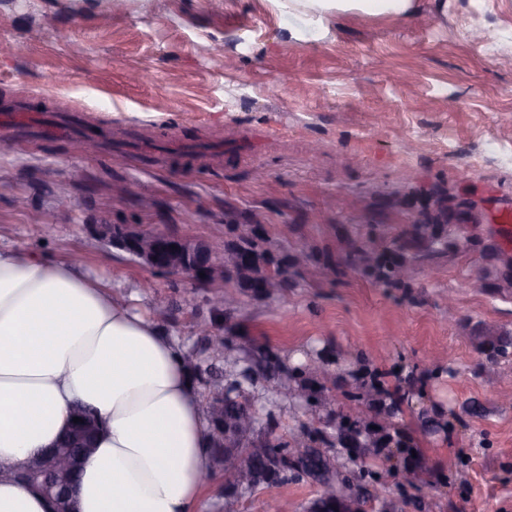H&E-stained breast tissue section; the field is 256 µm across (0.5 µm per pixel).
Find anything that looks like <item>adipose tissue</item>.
I'll list each match as a JSON object with an SVG mask.
<instances>
[{
	"label": "adipose tissue",
	"instance_id": "obj_1",
	"mask_svg": "<svg viewBox=\"0 0 512 512\" xmlns=\"http://www.w3.org/2000/svg\"><path fill=\"white\" fill-rule=\"evenodd\" d=\"M274 2L318 24L332 9L399 17L412 0ZM78 404L104 423L79 512H196L210 426L160 324L74 264L0 249V468L51 447Z\"/></svg>",
	"mask_w": 512,
	"mask_h": 512
}]
</instances>
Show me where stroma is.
Wrapping results in <instances>:
<instances>
[{
    "label": "stroma",
    "instance_id": "1",
    "mask_svg": "<svg viewBox=\"0 0 512 512\" xmlns=\"http://www.w3.org/2000/svg\"><path fill=\"white\" fill-rule=\"evenodd\" d=\"M32 121L82 113L65 139L0 146V247L74 262L136 312L155 296L182 351L217 340L276 360L311 404L247 388L271 440L324 449L339 478L398 512H512V294L475 292L486 247L512 256L490 213L512 209V0H415L394 19L361 12L322 23L272 0H0V112ZM155 200L142 208L138 200ZM460 250L403 288L348 267L269 297L156 272L89 230L116 224L193 241L262 225L277 256L316 247L337 262L339 234L385 245L415 221L447 223ZM53 225L50 237L40 227ZM501 370L486 380L482 369ZM395 445L344 448L353 421ZM198 512H308L319 485L292 476L230 499L220 452Z\"/></svg>",
    "mask_w": 512,
    "mask_h": 512
}]
</instances>
